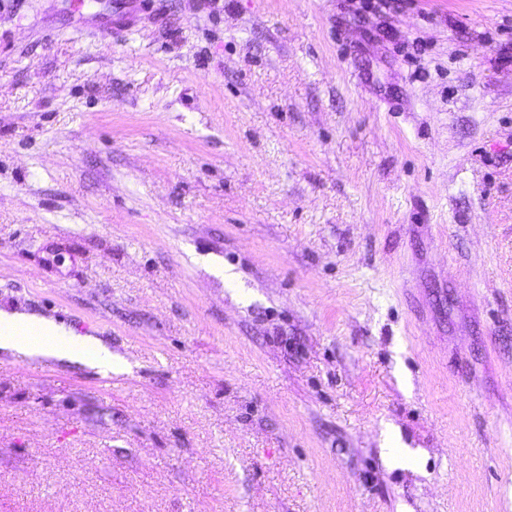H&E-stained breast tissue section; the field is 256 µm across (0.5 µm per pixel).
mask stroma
I'll return each instance as SVG.
<instances>
[{"instance_id":"obj_1","label":"stroma","mask_w":512,"mask_h":512,"mask_svg":"<svg viewBox=\"0 0 512 512\" xmlns=\"http://www.w3.org/2000/svg\"><path fill=\"white\" fill-rule=\"evenodd\" d=\"M0 512H512V0H0ZM0 352L110 371L115 360L98 336L77 333L53 317L5 309H0Z\"/></svg>"}]
</instances>
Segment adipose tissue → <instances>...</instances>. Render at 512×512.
<instances>
[{"label": "adipose tissue", "mask_w": 512, "mask_h": 512, "mask_svg": "<svg viewBox=\"0 0 512 512\" xmlns=\"http://www.w3.org/2000/svg\"><path fill=\"white\" fill-rule=\"evenodd\" d=\"M0 352L30 359L111 368L112 351L100 338L80 334L51 317L0 309Z\"/></svg>", "instance_id": "adipose-tissue-1"}]
</instances>
